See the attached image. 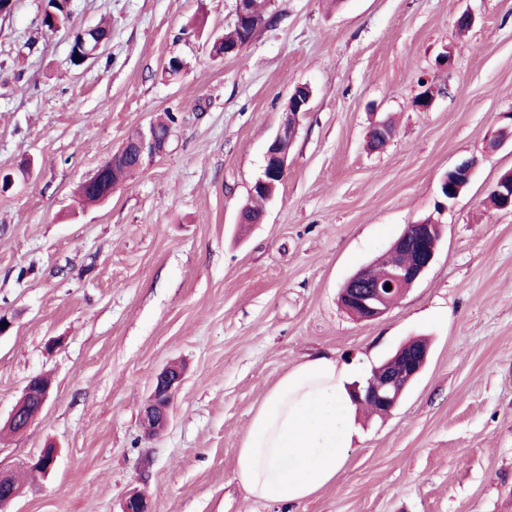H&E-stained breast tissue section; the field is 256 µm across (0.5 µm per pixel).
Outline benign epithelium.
Instances as JSON below:
<instances>
[{
    "mask_svg": "<svg viewBox=\"0 0 512 512\" xmlns=\"http://www.w3.org/2000/svg\"><path fill=\"white\" fill-rule=\"evenodd\" d=\"M269 26V21L262 19L251 10L249 0H235L234 27L247 34V37L233 43L217 39V44L224 45L221 53L211 52V56L220 58L234 57L243 47L249 44L255 33ZM90 32L85 29L80 32L82 39L77 48L83 60H88L99 54L105 46L107 38L98 39L92 46H87L84 39ZM311 91L308 86L296 87L288 102V112L276 136L268 143L265 152V164L262 175L250 188V195L265 193L267 187L275 180H283L288 155L282 151V144L291 141L301 114L308 111ZM169 139L159 138L149 125L141 130V135L134 144L141 167L151 165L161 156L168 145ZM476 160H464L448 169V176L442 185L445 196L456 199L470 183ZM500 200L499 209L512 212V171L503 174L494 186ZM442 235L440 224H409L402 234L394 241L392 248L402 247L413 252V259L404 264L393 266L387 282L391 289H385V284L372 285L364 280V273L359 271L353 275L341 289L339 301L342 308L357 320L370 321L382 317L391 307L394 295H403L409 290L429 268L435 259L438 241ZM428 357V350H422L417 357L409 358L397 370L389 373L384 382L364 389L360 399L377 405L389 414L401 401L406 390L422 372ZM184 378L182 368L171 364L159 372L152 384L151 393L146 400L142 413V422L153 436L163 433L169 423L170 410L176 392ZM51 383L44 376L32 377L23 388L22 395L10 411L6 425L13 428L15 433L23 434L31 426L35 416L28 414L31 407L42 411L50 399ZM55 462V450L45 449L41 456L30 465L35 473L47 472ZM23 494L14 475L0 471V512H8V508ZM122 512H151L149 504L143 496L133 493L123 503Z\"/></svg>",
    "mask_w": 512,
    "mask_h": 512,
    "instance_id": "benign-epithelium-1",
    "label": "benign epithelium"
}]
</instances>
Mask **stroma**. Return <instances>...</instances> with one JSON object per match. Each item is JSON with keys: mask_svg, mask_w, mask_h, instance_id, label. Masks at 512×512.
Masks as SVG:
<instances>
[{"mask_svg": "<svg viewBox=\"0 0 512 512\" xmlns=\"http://www.w3.org/2000/svg\"><path fill=\"white\" fill-rule=\"evenodd\" d=\"M262 2L279 23L225 59L209 46L235 0H68L54 33L45 0L0 16V470L57 454L11 512H121L134 491L152 512H512V212L488 206L512 170L511 142L488 148L512 123V0ZM101 22L103 52L73 65L72 33ZM299 85L286 175L263 223L240 225ZM167 112L166 153L84 204L80 184ZM381 120L396 132L374 149ZM427 219L444 234L424 276L379 319L347 314L345 282ZM419 335L424 371L392 414L358 416L335 483L290 506L246 493L236 452L288 368L325 354L361 381ZM173 363L183 382L150 437L142 409ZM36 375L51 399L11 434ZM476 164L475 159H469L461 161L449 169L448 176L442 181L443 190L448 200L456 199L462 190L467 187Z\"/></svg>", "mask_w": 512, "mask_h": 512, "instance_id": "obj_1", "label": "stroma"}]
</instances>
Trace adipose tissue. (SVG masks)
I'll return each instance as SVG.
<instances>
[{"label":"adipose tissue","instance_id":"ef3b65f1","mask_svg":"<svg viewBox=\"0 0 512 512\" xmlns=\"http://www.w3.org/2000/svg\"><path fill=\"white\" fill-rule=\"evenodd\" d=\"M357 433L346 367L309 358L266 391L235 471L252 498L299 502L335 480Z\"/></svg>","mask_w":512,"mask_h":512}]
</instances>
